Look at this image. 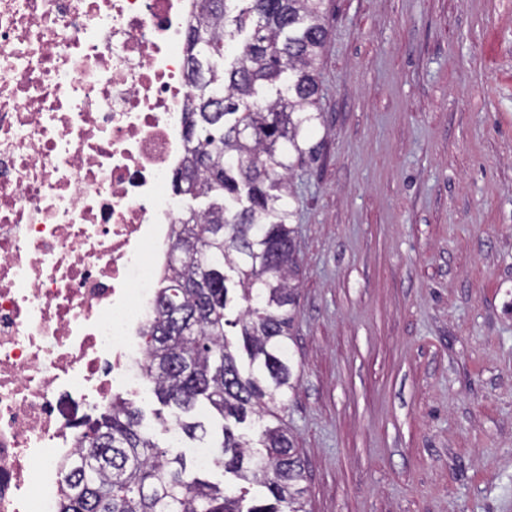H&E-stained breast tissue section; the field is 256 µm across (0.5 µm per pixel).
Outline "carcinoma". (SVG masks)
<instances>
[{
    "mask_svg": "<svg viewBox=\"0 0 512 512\" xmlns=\"http://www.w3.org/2000/svg\"><path fill=\"white\" fill-rule=\"evenodd\" d=\"M325 18V0H201L189 31L180 192L207 206L171 229L145 372L185 436L200 405L221 420L224 485L159 447L120 398L88 423L59 512H307L288 428L263 420L296 387L291 177L317 155Z\"/></svg>",
    "mask_w": 512,
    "mask_h": 512,
    "instance_id": "cac0c4a2",
    "label": "carcinoma"
}]
</instances>
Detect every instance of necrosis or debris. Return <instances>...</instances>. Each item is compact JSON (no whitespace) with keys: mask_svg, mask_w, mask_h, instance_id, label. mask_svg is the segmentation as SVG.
<instances>
[{"mask_svg":"<svg viewBox=\"0 0 512 512\" xmlns=\"http://www.w3.org/2000/svg\"><path fill=\"white\" fill-rule=\"evenodd\" d=\"M195 0H0V512H57L143 379L183 211Z\"/></svg>","mask_w":512,"mask_h":512,"instance_id":"necrosis-or-debris-1","label":"necrosis or debris"}]
</instances>
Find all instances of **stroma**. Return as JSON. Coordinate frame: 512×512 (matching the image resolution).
Segmentation results:
<instances>
[{
  "instance_id": "1",
  "label": "stroma",
  "mask_w": 512,
  "mask_h": 512,
  "mask_svg": "<svg viewBox=\"0 0 512 512\" xmlns=\"http://www.w3.org/2000/svg\"><path fill=\"white\" fill-rule=\"evenodd\" d=\"M296 172L309 512H512V0H327Z\"/></svg>"
}]
</instances>
